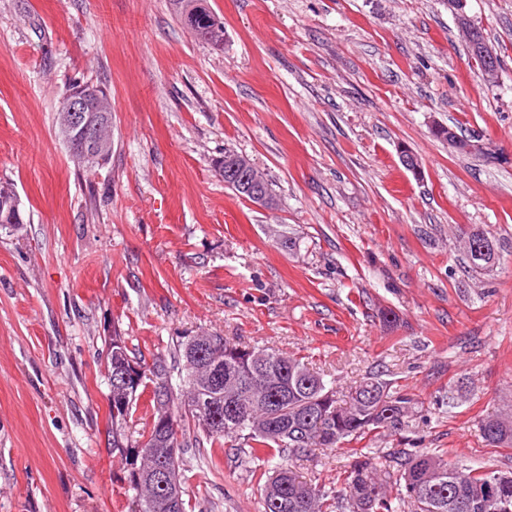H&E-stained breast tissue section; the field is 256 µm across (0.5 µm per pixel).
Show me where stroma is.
<instances>
[{
  "instance_id": "stroma-1",
  "label": "stroma",
  "mask_w": 512,
  "mask_h": 512,
  "mask_svg": "<svg viewBox=\"0 0 512 512\" xmlns=\"http://www.w3.org/2000/svg\"><path fill=\"white\" fill-rule=\"evenodd\" d=\"M206 4L219 51L174 0H0V180L27 219L0 230V512H128L107 448L116 330L148 364L213 331L341 390L381 375L415 416L361 447L512 467L480 432L512 408V0H467L502 60L492 85L442 0ZM79 80L112 97V155L92 169L56 130ZM438 125L482 151L450 149ZM228 151L276 206L225 185ZM475 226L501 243L493 272L465 264L459 231ZM349 454L296 469L329 489ZM184 459L194 512H261L244 440L208 471L197 449ZM232 156H235L236 158L242 159L249 166L250 169H254L258 173H260L258 171V169H256L254 167V165L250 162V160L245 158L244 156L239 155V154L234 153V152H231V151L225 152V154H224V158L232 157ZM250 169H242V170L239 169L238 174H234L231 177L242 178L244 176L250 175ZM261 176H263V175L261 174ZM261 176L259 174H257V173H254V175L250 176L249 182H247V180L244 179L243 182L245 183V186L242 187L241 189L245 193H243V194H239L238 193V194L240 196H242L243 198L247 199L248 201L254 203V204H257V205L263 206V207H267V205L269 203V200H270V195L267 194L264 191V189H263V180L269 186L270 191L272 193V198L274 200H276V194L274 193V191H273V189L271 187L272 185L268 182V180L265 179L264 177L262 179Z\"/></svg>"
}]
</instances>
